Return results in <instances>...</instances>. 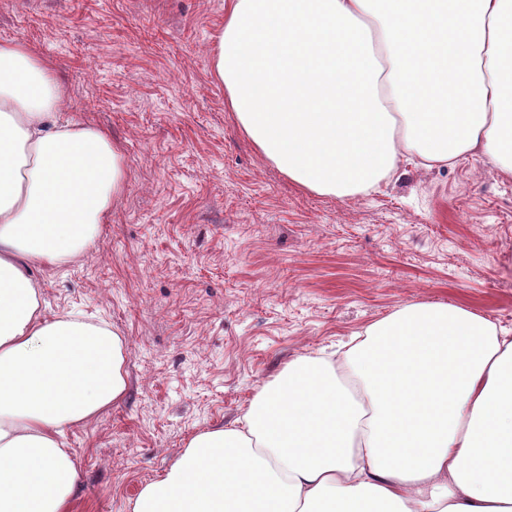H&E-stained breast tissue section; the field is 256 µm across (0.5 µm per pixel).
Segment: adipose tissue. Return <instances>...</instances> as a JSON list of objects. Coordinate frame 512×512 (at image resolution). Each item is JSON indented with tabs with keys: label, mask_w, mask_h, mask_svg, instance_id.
Returning <instances> with one entry per match:
<instances>
[{
	"label": "adipose tissue",
	"mask_w": 512,
	"mask_h": 512,
	"mask_svg": "<svg viewBox=\"0 0 512 512\" xmlns=\"http://www.w3.org/2000/svg\"><path fill=\"white\" fill-rule=\"evenodd\" d=\"M213 70L306 191L365 195L414 157L512 174V0H226ZM68 96L50 61L0 43V512H67L65 434L128 387L118 332L46 313L34 275L94 244L124 183L105 133L60 120ZM132 512H512V329L404 304L289 361Z\"/></svg>",
	"instance_id": "obj_1"
}]
</instances>
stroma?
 Wrapping results in <instances>:
<instances>
[{"instance_id": "1", "label": "stroma", "mask_w": 512, "mask_h": 512, "mask_svg": "<svg viewBox=\"0 0 512 512\" xmlns=\"http://www.w3.org/2000/svg\"><path fill=\"white\" fill-rule=\"evenodd\" d=\"M225 0H0L104 131L124 186L89 251L39 271L48 311L125 341L122 403L67 432L68 512H131L188 438L240 418L288 361L409 302L512 328V176L481 156L402 163L378 190H301L256 149L212 74Z\"/></svg>"}]
</instances>
